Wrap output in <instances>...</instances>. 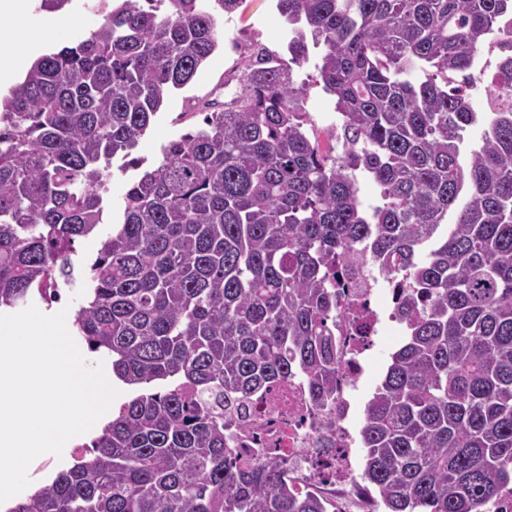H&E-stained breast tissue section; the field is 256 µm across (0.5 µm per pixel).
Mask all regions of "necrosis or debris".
<instances>
[{
	"label": "necrosis or debris",
	"mask_w": 512,
	"mask_h": 512,
	"mask_svg": "<svg viewBox=\"0 0 512 512\" xmlns=\"http://www.w3.org/2000/svg\"><path fill=\"white\" fill-rule=\"evenodd\" d=\"M345 297L336 316V393L315 404L306 385L289 380L259 393L245 407L225 414L233 447L248 460L286 462L288 478L332 500L336 512H372L358 473L359 426L351 399L364 374L373 333L396 322L399 288L365 262L339 269Z\"/></svg>",
	"instance_id": "4bbe7bcc"
}]
</instances>
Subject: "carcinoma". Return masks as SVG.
Listing matches in <instances>:
<instances>
[{"label": "carcinoma", "instance_id": "obj_1", "mask_svg": "<svg viewBox=\"0 0 512 512\" xmlns=\"http://www.w3.org/2000/svg\"><path fill=\"white\" fill-rule=\"evenodd\" d=\"M145 3L101 0L103 22L0 103V308L71 278L114 161L143 168L73 321L140 391L10 512H329L283 462L242 466L224 412L296 375L331 397L339 267L359 259L400 281L407 331L364 410V486L381 512H487L512 492V110L476 112L467 90L512 0H276L288 65L257 52L241 91L146 168L133 153L165 95L244 0ZM316 49L343 114L325 142L291 71ZM359 171L380 189L369 209Z\"/></svg>", "mask_w": 512, "mask_h": 512}]
</instances>
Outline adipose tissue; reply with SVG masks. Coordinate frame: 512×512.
I'll return each instance as SVG.
<instances>
[{"label": "adipose tissue", "mask_w": 512, "mask_h": 512, "mask_svg": "<svg viewBox=\"0 0 512 512\" xmlns=\"http://www.w3.org/2000/svg\"><path fill=\"white\" fill-rule=\"evenodd\" d=\"M9 17V26L0 27V86L10 85L28 59L38 50L37 42L28 38L31 25H39L50 34L62 27L66 19L58 14L43 15L32 22L29 0H0V16Z\"/></svg>", "instance_id": "1"}]
</instances>
